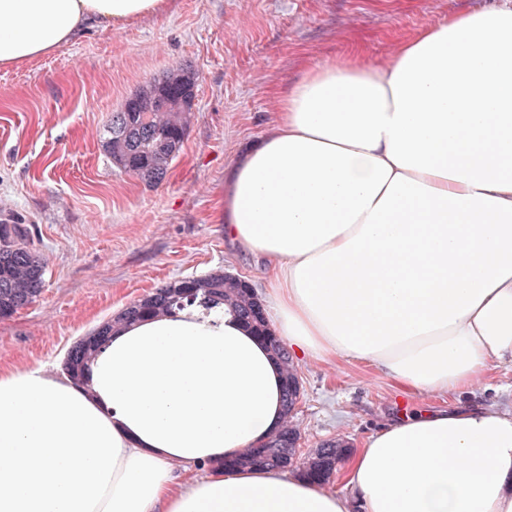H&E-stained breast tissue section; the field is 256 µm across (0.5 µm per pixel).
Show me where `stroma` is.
Here are the masks:
<instances>
[{
  "mask_svg": "<svg viewBox=\"0 0 512 512\" xmlns=\"http://www.w3.org/2000/svg\"><path fill=\"white\" fill-rule=\"evenodd\" d=\"M502 0H174L162 16L92 28L51 55L0 68V221L25 225L47 261L40 295L0 321V367L60 368L69 348L162 285L221 269L270 286L216 221L233 157L273 125L303 72L356 48L381 62L428 23ZM186 68L192 118L167 177L149 185L102 149L103 129L141 87ZM299 451L351 448L385 418L455 394L408 397L373 368L298 365Z\"/></svg>",
  "mask_w": 512,
  "mask_h": 512,
  "instance_id": "stroma-1",
  "label": "stroma"
}]
</instances>
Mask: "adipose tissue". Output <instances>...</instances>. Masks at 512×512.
<instances>
[{
	"label": "adipose tissue",
	"instance_id": "1",
	"mask_svg": "<svg viewBox=\"0 0 512 512\" xmlns=\"http://www.w3.org/2000/svg\"><path fill=\"white\" fill-rule=\"evenodd\" d=\"M171 0H0V68ZM224 235L273 273L294 360L360 362L412 395L512 367V0L381 63L306 71L224 177ZM272 351L231 310L114 326L83 382L0 368V512H512V410L401 413L328 489L222 470L284 421Z\"/></svg>",
	"mask_w": 512,
	"mask_h": 512
}]
</instances>
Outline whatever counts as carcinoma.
Returning <instances> with one entry per match:
<instances>
[{
    "mask_svg": "<svg viewBox=\"0 0 512 512\" xmlns=\"http://www.w3.org/2000/svg\"><path fill=\"white\" fill-rule=\"evenodd\" d=\"M195 79L184 73L167 75L136 93L127 104H136L131 112H114L105 129L102 148L120 168L147 184L162 182L186 137L191 108L184 100L193 95ZM46 262L33 247L26 229L20 224H0V319H8L30 305L40 294ZM199 303L207 308L225 305L231 308L254 332L266 341L280 362L285 379L286 420L281 430L264 445L249 450L226 468L295 467L298 472L322 482H330L337 466L350 448L341 440H331L297 459L300 433L293 422L298 401V369L285 344L268 327L255 291L215 270L206 276V287L195 290L186 280H175L155 289L130 304L120 314L96 327L73 344L64 362L74 380L82 378L88 363L112 334L118 322L131 323L146 314L157 315L186 305Z\"/></svg>",
    "mask_w": 512,
    "mask_h": 512,
    "instance_id": "carcinoma-1",
    "label": "carcinoma"
}]
</instances>
